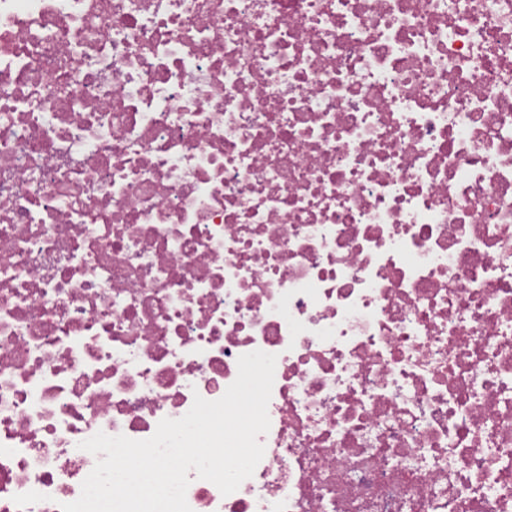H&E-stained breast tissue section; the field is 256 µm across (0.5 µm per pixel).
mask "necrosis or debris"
I'll return each instance as SVG.
<instances>
[{"instance_id": "4bbe7bcc", "label": "necrosis or debris", "mask_w": 512, "mask_h": 512, "mask_svg": "<svg viewBox=\"0 0 512 512\" xmlns=\"http://www.w3.org/2000/svg\"><path fill=\"white\" fill-rule=\"evenodd\" d=\"M255 350L192 512H512V0H0V512Z\"/></svg>"}]
</instances>
